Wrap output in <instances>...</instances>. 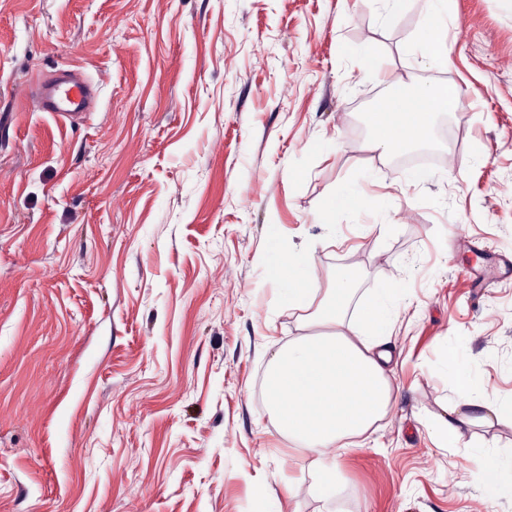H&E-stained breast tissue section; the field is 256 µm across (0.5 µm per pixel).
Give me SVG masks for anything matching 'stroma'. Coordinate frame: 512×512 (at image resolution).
<instances>
[{
    "label": "stroma",
    "mask_w": 512,
    "mask_h": 512,
    "mask_svg": "<svg viewBox=\"0 0 512 512\" xmlns=\"http://www.w3.org/2000/svg\"><path fill=\"white\" fill-rule=\"evenodd\" d=\"M444 33L449 61L425 47ZM69 68L70 124L17 94ZM459 93L396 167L370 113L400 82ZM370 198L331 210L343 186ZM314 247L348 315L397 289L394 393L339 458L331 501L270 420L264 379L299 333L269 256ZM512 0H0V512H512L476 440L512 457ZM467 347L469 400L506 412L440 445ZM472 355L467 349H454L449 352L446 365L441 371L448 375V371L458 381L462 389H466L473 381L471 373Z\"/></svg>",
    "instance_id": "1"
}]
</instances>
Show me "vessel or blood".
<instances>
[{"label":"vessel or blood","instance_id":"1","mask_svg":"<svg viewBox=\"0 0 512 512\" xmlns=\"http://www.w3.org/2000/svg\"><path fill=\"white\" fill-rule=\"evenodd\" d=\"M96 95L94 85L68 70L30 85L29 98L39 111L48 112L62 121L73 122L91 113Z\"/></svg>","mask_w":512,"mask_h":512}]
</instances>
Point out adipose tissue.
I'll return each instance as SVG.
<instances>
[{
  "label": "adipose tissue",
  "instance_id": "obj_1",
  "mask_svg": "<svg viewBox=\"0 0 512 512\" xmlns=\"http://www.w3.org/2000/svg\"><path fill=\"white\" fill-rule=\"evenodd\" d=\"M458 94L436 86L402 83L399 96L386 99L382 111L390 119L377 126L373 149L389 154L402 140L418 142L431 131V117L453 112ZM292 286L285 300L303 308L317 301L310 322L330 326L327 334H304L271 359L265 382L268 413L279 432L311 456V467L322 497L336 493L340 480L337 459L353 439L366 434L387 415L393 399L388 336L395 291L369 301L357 321L347 319L355 288L352 280L336 278L318 290L314 253L301 250L278 254L272 267Z\"/></svg>",
  "mask_w": 512,
  "mask_h": 512
}]
</instances>
